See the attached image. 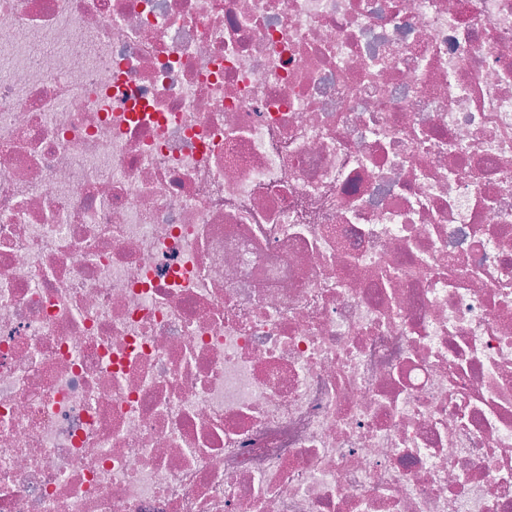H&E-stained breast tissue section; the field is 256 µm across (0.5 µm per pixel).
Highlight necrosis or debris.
<instances>
[{
	"instance_id": "1",
	"label": "necrosis or debris",
	"mask_w": 512,
	"mask_h": 512,
	"mask_svg": "<svg viewBox=\"0 0 512 512\" xmlns=\"http://www.w3.org/2000/svg\"><path fill=\"white\" fill-rule=\"evenodd\" d=\"M0 512H512V0H0Z\"/></svg>"
}]
</instances>
